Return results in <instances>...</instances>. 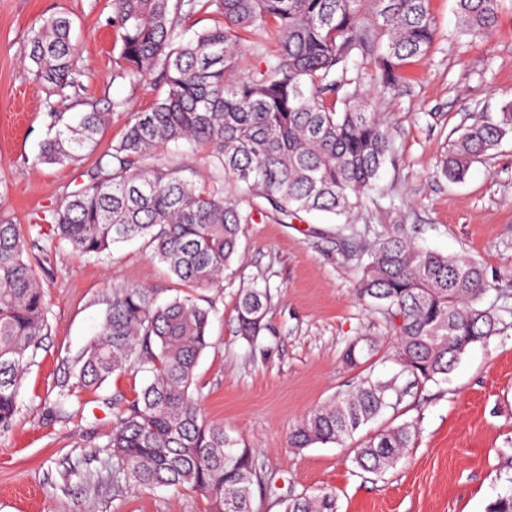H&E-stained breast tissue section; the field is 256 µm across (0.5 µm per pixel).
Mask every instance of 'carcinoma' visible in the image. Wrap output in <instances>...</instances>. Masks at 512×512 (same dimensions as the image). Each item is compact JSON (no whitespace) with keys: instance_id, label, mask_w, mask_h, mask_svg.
Listing matches in <instances>:
<instances>
[{"instance_id":"carcinoma-1","label":"carcinoma","mask_w":512,"mask_h":512,"mask_svg":"<svg viewBox=\"0 0 512 512\" xmlns=\"http://www.w3.org/2000/svg\"><path fill=\"white\" fill-rule=\"evenodd\" d=\"M379 23L360 22L364 0H112V80L157 91L152 106L132 112L119 139L100 154L89 182L49 211L59 242L105 257L112 246L142 239L153 258L189 290L210 289L238 253L241 225L264 202L290 217L321 211L349 217L372 190L394 153L393 134L369 110L365 87H394L404 67L436 39L430 0H375ZM506 0H457V29L471 40L496 26ZM195 15L212 25L185 38ZM273 38L269 48L267 38ZM250 44L264 66L231 75ZM72 20L44 19L31 31L28 59L36 80L59 94L73 85ZM108 112H84L48 139L47 164L79 165L109 125ZM512 135V99L455 138L442 160L450 181L496 151ZM203 151L208 181L185 175L177 162ZM245 185L224 196V178ZM0 215V434L18 411L27 370L48 333L45 286L29 258L38 240ZM368 261L359 292L389 323L402 372L387 381L361 379L330 405L312 411L289 433L291 448L341 444L408 390L445 379L466 349L493 335V309L481 305L492 285L466 255L424 249L402 234L379 233L362 244ZM268 294L242 290L237 333L247 340L266 328ZM191 294L159 304L143 288H114L96 338L76 357L72 379L58 385L53 414L131 367L152 381L131 401L112 406V431L101 452L124 484L173 486L207 499L209 512H255L258 480L251 449L205 420L193 385L209 347L210 314ZM358 337L348 363L372 354ZM411 423L391 425L353 449L352 462L382 475L414 448ZM286 512H336L330 492L304 495Z\"/></svg>"}]
</instances>
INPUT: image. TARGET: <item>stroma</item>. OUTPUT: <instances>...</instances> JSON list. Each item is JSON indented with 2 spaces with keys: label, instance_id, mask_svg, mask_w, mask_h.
<instances>
[{
  "label": "stroma",
  "instance_id": "obj_1",
  "mask_svg": "<svg viewBox=\"0 0 512 512\" xmlns=\"http://www.w3.org/2000/svg\"><path fill=\"white\" fill-rule=\"evenodd\" d=\"M438 36L411 60L395 90L365 88L374 111L395 131V155L377 187L347 225L359 232L408 234L418 245L477 261L491 284L484 306L498 331L470 346L446 381L411 389L343 444L287 446L288 433L311 411L364 376L390 379L400 369L391 328L358 280L367 254L344 237L345 223L320 213L284 217L257 208L243 225L238 256L224 273L209 347L196 369L195 395L204 417L252 450L261 478L256 512H285L290 499L333 492L336 512H486L506 492L500 451L512 449V137L449 182L440 161L450 141L484 113L512 98V10L481 41L456 33V0H430ZM73 21L75 83L49 94L26 58L31 28L56 13ZM110 0H0V211L41 227L39 274L47 290L48 335L30 367L11 428L0 435V512H207L204 497L184 489L140 491L112 484L105 455L112 429L107 400L130 399L149 375L136 368L113 374L84 392L73 414L48 407L75 356L97 335L113 289L146 288L158 300L174 283L143 241L114 247L97 260L56 242L43 218L62 194L79 188L82 167L40 160L56 128L50 108L66 120L93 109L110 113L99 143L107 148L128 113L149 107L156 93L112 78ZM125 104L113 111V102ZM269 293L266 329L249 341L236 332L242 289ZM371 339L368 361L344 358L354 338ZM410 422L419 439L383 476L356 468L352 450L391 424Z\"/></svg>",
  "mask_w": 512,
  "mask_h": 512
}]
</instances>
